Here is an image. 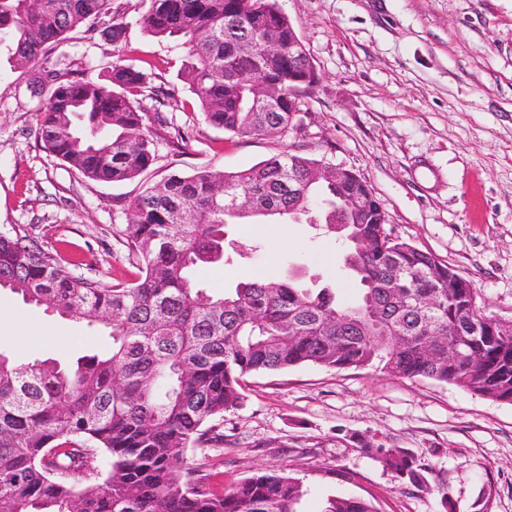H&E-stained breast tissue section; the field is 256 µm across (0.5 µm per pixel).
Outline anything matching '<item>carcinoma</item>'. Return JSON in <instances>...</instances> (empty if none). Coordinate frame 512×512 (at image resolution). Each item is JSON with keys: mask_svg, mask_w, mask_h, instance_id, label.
I'll use <instances>...</instances> for the list:
<instances>
[{"mask_svg": "<svg viewBox=\"0 0 512 512\" xmlns=\"http://www.w3.org/2000/svg\"><path fill=\"white\" fill-rule=\"evenodd\" d=\"M139 22L179 42L178 76L204 120L236 137L283 135L300 125L309 87L288 66V16L278 0H139ZM109 19L112 39L127 23L113 0H0V43L21 66L44 62L49 84L37 131L44 148L96 182L124 183L155 160V140L137 96L146 72L115 61L98 81L71 75L49 54L68 34ZM281 52L269 56L266 43ZM321 160L284 152L238 172L174 174L127 204L121 231L138 261L133 281L101 282L62 265L19 232H0V289L58 316L100 326L106 353L75 362L16 363L0 354V512H299L303 480L257 471L222 494L183 466L185 451L216 441L208 424L237 409L250 374L302 364L376 367L512 403V321L473 329L477 295L448 291L450 266L373 224L382 216L341 198L365 192L344 173L314 178ZM321 224L345 244L358 281L305 288L294 280L246 281L213 295L197 270L224 260V227L244 218ZM373 247L363 250L360 243ZM400 273L405 288L392 287ZM428 297L435 306L426 308ZM413 487L427 467L401 448L368 449ZM321 512H376L352 497H329Z\"/></svg>", "mask_w": 512, "mask_h": 512, "instance_id": "cac0c4a2", "label": "carcinoma"}]
</instances>
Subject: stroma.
<instances>
[{
	"instance_id": "1",
	"label": "stroma",
	"mask_w": 512,
	"mask_h": 512,
	"mask_svg": "<svg viewBox=\"0 0 512 512\" xmlns=\"http://www.w3.org/2000/svg\"><path fill=\"white\" fill-rule=\"evenodd\" d=\"M121 41L104 24L55 48L78 77L116 60L143 68L161 100L144 99L156 160L135 180L95 182L71 171L37 135L44 93L0 45V231L19 229L83 274L130 280L118 235L129 200L173 174L239 171L284 151L356 172L395 236L470 281L488 315L512 320V0H279L320 80L302 123L282 137L237 138L208 125L178 78L179 53L138 24ZM226 259L199 271L214 294L245 280L348 278L345 246L306 224H232ZM99 328L0 290V353L70 361L110 348ZM244 402L215 427L216 449L184 461L217 492L255 470L304 481V512L332 495L377 512H512V404L425 378L312 364L253 374ZM403 448L428 465L416 488L366 452Z\"/></svg>"
}]
</instances>
